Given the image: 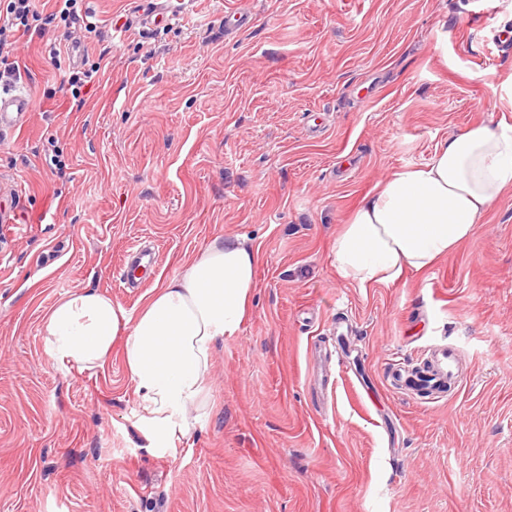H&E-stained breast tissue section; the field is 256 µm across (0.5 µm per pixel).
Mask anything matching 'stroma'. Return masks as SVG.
I'll use <instances>...</instances> for the list:
<instances>
[{"label":"stroma","instance_id":"35a3bbf8","mask_svg":"<svg viewBox=\"0 0 512 512\" xmlns=\"http://www.w3.org/2000/svg\"><path fill=\"white\" fill-rule=\"evenodd\" d=\"M249 25L224 34V14ZM512 0H194L105 37L77 104L63 24L19 37L27 125L0 137V512H512V193L431 269L359 288L336 231L394 169L512 109ZM61 51L49 54L50 47ZM257 254L211 410L149 451L113 346L53 364L42 317L89 288L127 311L213 239ZM159 264L123 285L136 249ZM456 351L426 403L393 361ZM107 53L105 50L101 51L97 57V60L94 61L88 69H83V71H73V74L68 78V84L72 87V97L78 102H82L84 100L83 95L88 93V89L91 87V84L94 83L95 78L103 67L107 64L104 63L106 60ZM104 63V64H103Z\"/></svg>","mask_w":512,"mask_h":512}]
</instances>
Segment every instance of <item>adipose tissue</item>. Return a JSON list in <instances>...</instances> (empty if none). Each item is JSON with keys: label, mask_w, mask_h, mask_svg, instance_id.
Returning <instances> with one entry per match:
<instances>
[{"label": "adipose tissue", "mask_w": 512, "mask_h": 512, "mask_svg": "<svg viewBox=\"0 0 512 512\" xmlns=\"http://www.w3.org/2000/svg\"><path fill=\"white\" fill-rule=\"evenodd\" d=\"M510 191L512 123L471 126L443 141L429 162L395 170L363 196L336 237V271L359 288L426 271ZM256 268L245 239L227 236L154 288L138 313L80 290L44 316V352L82 372L103 367L121 344L142 407V435L156 452H174L208 414L215 346L248 318Z\"/></svg>", "instance_id": "adipose-tissue-1"}]
</instances>
